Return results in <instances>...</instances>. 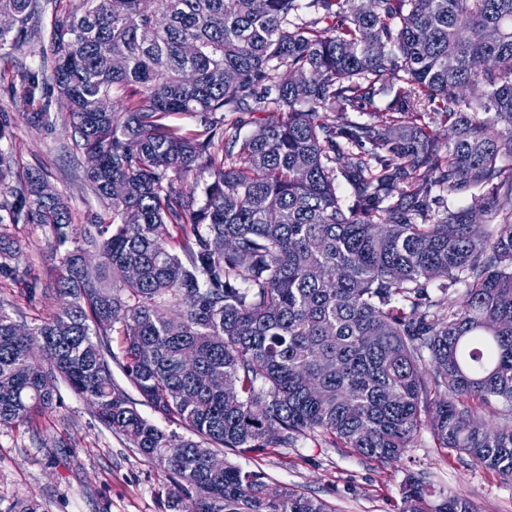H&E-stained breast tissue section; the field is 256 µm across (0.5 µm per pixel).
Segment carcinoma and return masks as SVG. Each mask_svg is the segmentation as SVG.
<instances>
[{"mask_svg":"<svg viewBox=\"0 0 512 512\" xmlns=\"http://www.w3.org/2000/svg\"><path fill=\"white\" fill-rule=\"evenodd\" d=\"M1 16L0 49L47 40L55 101L27 119L49 129L51 105L65 110L111 218L73 223L39 168L0 202L63 250L57 312L21 334L0 309L1 427L52 407L60 377L196 512H335L227 460L210 468L223 449L309 437L383 462L426 428L512 478V428L477 424L483 408L512 419V0H0ZM387 79L397 102L374 120L321 116L370 104ZM269 110L241 135L239 113ZM204 174L202 200L179 186ZM435 187L474 203L432 217ZM21 254L0 230V278ZM114 366L191 436L143 417ZM402 512L476 509L418 474Z\"/></svg>","mask_w":512,"mask_h":512,"instance_id":"obj_1","label":"carcinoma"}]
</instances>
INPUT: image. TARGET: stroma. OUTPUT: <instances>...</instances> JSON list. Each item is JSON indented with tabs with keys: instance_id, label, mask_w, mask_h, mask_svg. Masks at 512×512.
<instances>
[{
	"instance_id": "stroma-1",
	"label": "stroma",
	"mask_w": 512,
	"mask_h": 512,
	"mask_svg": "<svg viewBox=\"0 0 512 512\" xmlns=\"http://www.w3.org/2000/svg\"><path fill=\"white\" fill-rule=\"evenodd\" d=\"M48 90L45 81L31 91L0 85V124L8 126L0 152L11 156L16 172L46 171L51 185L68 198L74 223L91 227L102 210L83 177L86 157L71 151L63 126L38 130L26 119L39 111ZM8 232L20 243L21 264L38 290L30 299L22 285L0 284V309L31 327L59 306L52 286L60 257L48 249L38 225L12 224ZM56 391V404L35 416L32 426L0 427V512L23 497L37 501L42 512H174L168 473L106 429L64 381H57ZM225 457L261 472L268 488L290 487L320 497L334 512H402V487L408 475L417 473L427 474L435 489L461 492L478 512H512V479L462 464L455 454L435 447L426 431L413 448L383 463L314 439L262 453L229 451Z\"/></svg>"
}]
</instances>
